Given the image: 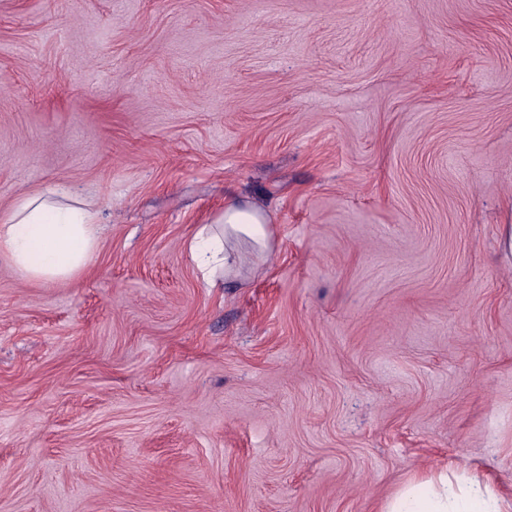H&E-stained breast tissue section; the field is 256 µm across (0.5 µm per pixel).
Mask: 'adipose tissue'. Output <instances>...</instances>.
I'll return each instance as SVG.
<instances>
[{
    "label": "adipose tissue",
    "instance_id": "obj_1",
    "mask_svg": "<svg viewBox=\"0 0 512 512\" xmlns=\"http://www.w3.org/2000/svg\"><path fill=\"white\" fill-rule=\"evenodd\" d=\"M97 230L91 210L29 196L0 214V255L29 280L67 279L91 264ZM272 236L262 211L231 202L195 231L188 250L214 287L240 275L236 242L247 241L264 256L272 249ZM381 512H512V505L452 461L411 479Z\"/></svg>",
    "mask_w": 512,
    "mask_h": 512
}]
</instances>
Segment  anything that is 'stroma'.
Listing matches in <instances>:
<instances>
[{
  "mask_svg": "<svg viewBox=\"0 0 512 512\" xmlns=\"http://www.w3.org/2000/svg\"><path fill=\"white\" fill-rule=\"evenodd\" d=\"M92 204L90 266L0 255V512L512 499V0H0V212ZM272 253L207 287L199 224ZM270 224L265 214L249 205L230 202L224 210L202 224L188 244L191 260L208 275L207 283L216 287L240 276V266L234 244L248 241L262 256L272 250ZM493 489L466 475V470L450 461L436 472L415 476L381 512H510Z\"/></svg>",
  "mask_w": 512,
  "mask_h": 512,
  "instance_id": "obj_1",
  "label": "stroma"
}]
</instances>
